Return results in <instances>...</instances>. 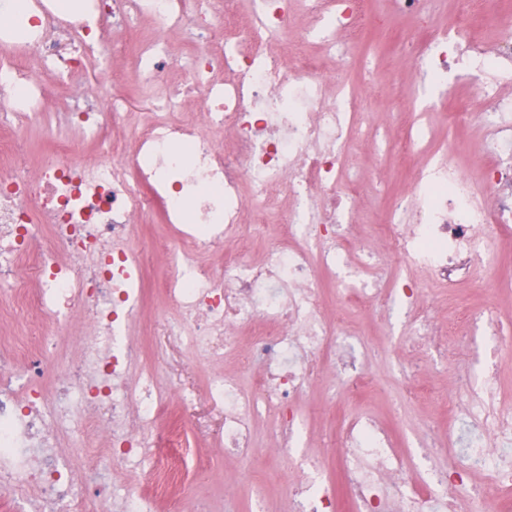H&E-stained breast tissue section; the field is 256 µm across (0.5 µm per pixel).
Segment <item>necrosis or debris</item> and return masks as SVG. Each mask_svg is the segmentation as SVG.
<instances>
[{"instance_id":"4bbe7bcc","label":"necrosis or debris","mask_w":512,"mask_h":512,"mask_svg":"<svg viewBox=\"0 0 512 512\" xmlns=\"http://www.w3.org/2000/svg\"><path fill=\"white\" fill-rule=\"evenodd\" d=\"M241 2L84 0L62 13L54 0H26L23 19H0V155L9 161L0 174V285L18 321L49 343L27 356L20 339H0V493L18 512H152L151 498L183 480L180 433L156 425L170 387L155 370L135 371L140 343L129 334L145 279L130 228L154 208L173 230L158 247V288L177 310L163 333L215 367L207 400L222 410L229 453L256 455L252 426L270 411L275 455L299 447L306 423L296 398L320 357L332 382L357 392L372 385L362 337L321 314L320 273L335 275L344 304L376 314L403 304L412 346L438 355H456L452 336L500 334L492 308L465 297L438 320L426 291H454L497 269L496 241H512V13L464 0L438 27V0H392L383 13L372 0H249L245 25ZM170 32L203 47L180 59ZM384 33L409 35L411 66L434 89L479 77L489 158L480 180L451 148L435 146L431 127L410 118L396 131L365 111L358 75L378 61L365 39ZM119 49L133 57L129 79L151 105L124 139L112 136L131 115L124 87L107 93L85 78ZM326 57L344 78L327 77ZM57 84L71 102L63 112L46 107ZM33 127L50 146L36 165L23 137ZM365 139L400 154L410 174L374 227L382 253L351 244L362 214L349 155ZM80 143L96 155L79 153ZM271 224L288 231L260 260L244 259ZM216 248L218 270L202 259ZM394 261L420 279L381 287L373 272ZM243 338L246 365L262 367L247 384L219 369ZM449 415L456 478L435 466L411 484L389 430L360 409L336 435L341 490L310 461L285 487L288 512H336L340 494L356 512H481L491 492L512 493V397L496 366L450 402ZM84 427L101 433L103 447L84 450L83 466L61 461L62 438ZM138 460L148 463L151 497L135 487L113 493L114 466ZM476 473L488 486L474 483Z\"/></svg>"}]
</instances>
